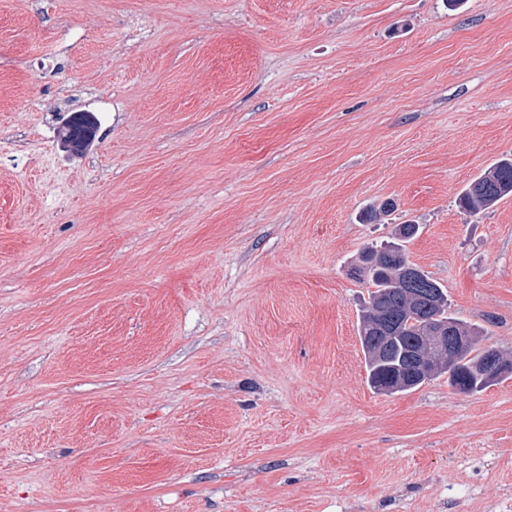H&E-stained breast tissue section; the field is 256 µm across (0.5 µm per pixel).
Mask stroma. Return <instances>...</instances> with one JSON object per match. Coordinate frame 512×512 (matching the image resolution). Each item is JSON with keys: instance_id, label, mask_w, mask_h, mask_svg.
Returning <instances> with one entry per match:
<instances>
[{"instance_id": "obj_1", "label": "stroma", "mask_w": 512, "mask_h": 512, "mask_svg": "<svg viewBox=\"0 0 512 512\" xmlns=\"http://www.w3.org/2000/svg\"><path fill=\"white\" fill-rule=\"evenodd\" d=\"M504 157L512 0H0V512H500L512 378L371 390L351 265L512 354ZM82 125L89 127L93 134L97 127L93 116L90 115L89 112L73 113L63 124L62 130L60 131V137L63 144L66 145L67 148H70V145H72L74 131ZM512 195V159L504 158L489 166L467 185L459 195V207L479 213L494 207Z\"/></svg>"}]
</instances>
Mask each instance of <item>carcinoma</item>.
Instances as JSON below:
<instances>
[{"label":"carcinoma","mask_w":512,"mask_h":512,"mask_svg":"<svg viewBox=\"0 0 512 512\" xmlns=\"http://www.w3.org/2000/svg\"><path fill=\"white\" fill-rule=\"evenodd\" d=\"M96 130L88 112L71 114L60 131L62 142L72 145L80 126ZM512 195V159L504 158L489 166L459 195V207L479 213ZM393 209L390 202L367 208L360 219L371 224ZM418 224H398L395 241L366 247L361 256L373 261L362 276L369 285L368 301L359 314L358 335L363 351L367 383L375 392L395 394L410 391L432 378L446 374L448 384L460 394L482 391L512 376V355L497 352L504 369L491 372L484 359L487 348L480 338L485 329L471 325L448 311V291L429 274L417 277L405 270L409 264L406 243L419 232ZM433 323L449 324L455 336H469L471 343L462 349H448L419 367L418 353L428 355L425 334Z\"/></svg>","instance_id":"obj_1"}]
</instances>
